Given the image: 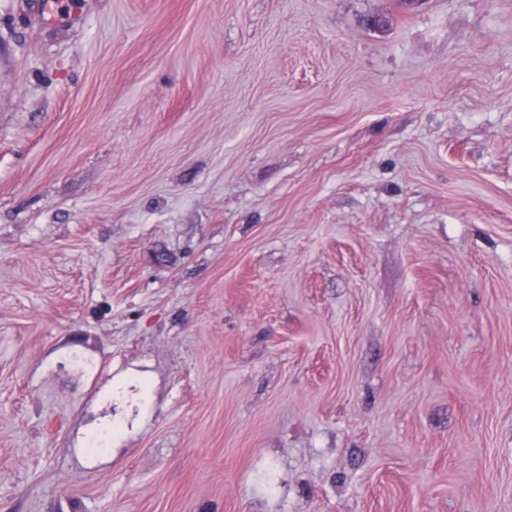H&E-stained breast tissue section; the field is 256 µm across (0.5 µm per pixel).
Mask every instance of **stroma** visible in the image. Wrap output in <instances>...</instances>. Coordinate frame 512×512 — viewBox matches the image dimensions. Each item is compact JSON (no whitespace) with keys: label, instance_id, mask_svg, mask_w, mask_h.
Returning <instances> with one entry per match:
<instances>
[{"label":"stroma","instance_id":"obj_1","mask_svg":"<svg viewBox=\"0 0 512 512\" xmlns=\"http://www.w3.org/2000/svg\"><path fill=\"white\" fill-rule=\"evenodd\" d=\"M0 512H512V0H0Z\"/></svg>","mask_w":512,"mask_h":512}]
</instances>
